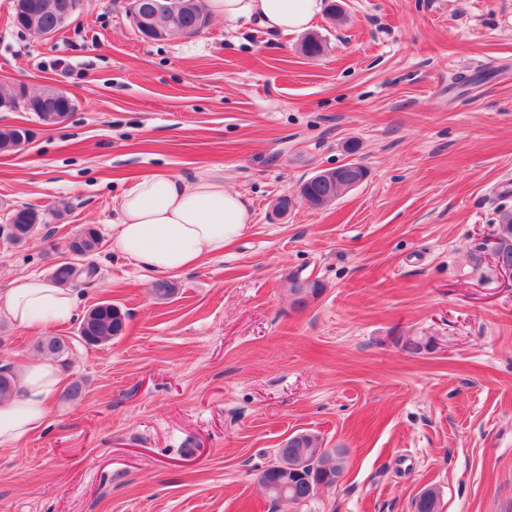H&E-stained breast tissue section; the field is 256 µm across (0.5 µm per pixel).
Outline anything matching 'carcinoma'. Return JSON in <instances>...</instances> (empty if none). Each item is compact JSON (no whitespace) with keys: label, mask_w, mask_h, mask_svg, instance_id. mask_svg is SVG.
Returning a JSON list of instances; mask_svg holds the SVG:
<instances>
[{"label":"carcinoma","mask_w":512,"mask_h":512,"mask_svg":"<svg viewBox=\"0 0 512 512\" xmlns=\"http://www.w3.org/2000/svg\"><path fill=\"white\" fill-rule=\"evenodd\" d=\"M30 11L37 19L38 29L53 30L57 28L60 18L71 12L73 0H27ZM162 7H156V3ZM140 11L152 18L150 38L164 40L172 35H194L209 23L203 0H141ZM75 104L71 98L56 94L53 88H45L30 94L29 111L33 112L45 125H54L52 115L71 113ZM28 143L26 135L17 127L0 129V148L14 146L18 152ZM347 177L325 181L314 175L303 183L300 196L306 204L314 209L331 206L343 190L349 188L350 180L361 182L367 175L366 169L359 163L347 164ZM9 221L18 228L20 235L14 237L13 244L23 245L38 232L45 223L44 213L34 206H23L14 209ZM495 235L499 242V259L512 265V211L500 214L496 224ZM101 239L98 232L87 227L75 236L71 248L83 256H90L99 248ZM95 271L93 265L75 273L67 263L55 266L52 275L54 282L68 287L78 279ZM290 291L294 296L295 308L306 306L309 297L318 295L321 284L317 281L306 282L297 275L288 277ZM174 285L166 279L154 281L149 293L157 300H166L174 294ZM127 328V315L118 306L101 303L89 310L80 325V336L88 345H103L123 335ZM37 347L55 357H63L69 353L70 345L63 336H51L38 342ZM16 388V377L5 367L0 369V399L11 395ZM344 450L341 448H324L318 436L310 433H299L289 437L276 450L273 463L261 470L258 480L268 496L274 501L288 503L306 502L322 487L336 484L342 477L344 466ZM286 461L294 467V473L283 478L275 464ZM416 512H439V494L433 487L424 489L415 500Z\"/></svg>","instance_id":"carcinoma-1"}]
</instances>
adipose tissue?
Instances as JSON below:
<instances>
[{"label": "adipose tissue", "mask_w": 512, "mask_h": 512, "mask_svg": "<svg viewBox=\"0 0 512 512\" xmlns=\"http://www.w3.org/2000/svg\"><path fill=\"white\" fill-rule=\"evenodd\" d=\"M227 22L253 20L273 31H303L324 9L323 0H205ZM248 208L217 172L187 180L164 170L144 174L122 194L112 247L147 274H176L202 257L223 254L245 232ZM0 311L16 325L42 334L70 322L77 300L70 289L35 275L13 278ZM64 375L47 360L28 361L14 393L0 400V446L18 448L46 424Z\"/></svg>", "instance_id": "ef3b65f1"}]
</instances>
